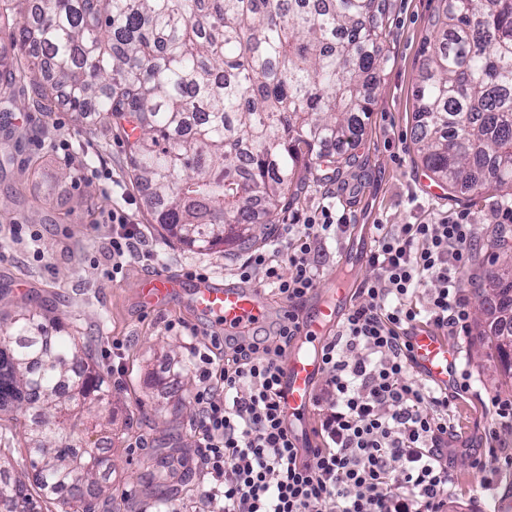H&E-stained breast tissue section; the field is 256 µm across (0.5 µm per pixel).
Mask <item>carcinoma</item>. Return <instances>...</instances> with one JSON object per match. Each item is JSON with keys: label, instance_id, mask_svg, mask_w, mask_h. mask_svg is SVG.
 <instances>
[{"label": "carcinoma", "instance_id": "1", "mask_svg": "<svg viewBox=\"0 0 512 512\" xmlns=\"http://www.w3.org/2000/svg\"><path fill=\"white\" fill-rule=\"evenodd\" d=\"M385 0H0V114L34 82L33 107L63 94L129 126L136 180L156 223L200 250L246 247L308 160L351 163L345 145L382 71ZM415 86L418 145L451 189L494 184L512 196V0H443ZM336 147L330 153L327 148ZM479 331L512 378V255L484 273ZM108 389L72 336L36 312L0 334V414L31 411L25 437L40 490L93 512L107 460L76 451L71 430L105 426ZM33 503L0 468V502Z\"/></svg>", "mask_w": 512, "mask_h": 512}]
</instances>
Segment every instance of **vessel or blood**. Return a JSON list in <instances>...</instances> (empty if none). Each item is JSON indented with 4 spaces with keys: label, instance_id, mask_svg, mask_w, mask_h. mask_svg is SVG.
<instances>
[{
    "label": "vessel or blood",
    "instance_id": "obj_1",
    "mask_svg": "<svg viewBox=\"0 0 512 512\" xmlns=\"http://www.w3.org/2000/svg\"><path fill=\"white\" fill-rule=\"evenodd\" d=\"M181 285V280L161 273L144 286L140 297L148 307L157 308ZM351 300V289L337 283L335 288L323 290L322 301L313 313L300 318V336L307 347L286 357L280 386L281 406L289 426L305 425L312 413V393L322 368L313 347L324 340L329 330L337 328L338 308ZM192 302L228 334L241 335L262 327L269 312V297L262 289L221 287L207 279L195 281ZM410 342L415 366L423 377L440 388H452L457 348L446 337L425 327L418 328Z\"/></svg>",
    "mask_w": 512,
    "mask_h": 512
}]
</instances>
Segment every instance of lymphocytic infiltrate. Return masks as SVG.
Wrapping results in <instances>:
<instances>
[{
    "instance_id": "f902f5d3",
    "label": "lymphocytic infiltrate",
    "mask_w": 512,
    "mask_h": 512,
    "mask_svg": "<svg viewBox=\"0 0 512 512\" xmlns=\"http://www.w3.org/2000/svg\"><path fill=\"white\" fill-rule=\"evenodd\" d=\"M347 224L325 207L252 251L240 280L263 269L266 286L288 305L275 337L225 340L220 364L199 356L200 460L224 512H446L464 446L449 408L453 394L470 391L472 374L457 373L450 392L425 384L409 337L424 321L452 336L470 333L463 275L477 227L466 217L377 225L373 274L321 348L325 380L313 396L322 408L319 442L300 447L288 429L280 376L300 334L299 311L317 288L310 256ZM420 289L423 308L413 299ZM215 376L223 394L209 386Z\"/></svg>"
}]
</instances>
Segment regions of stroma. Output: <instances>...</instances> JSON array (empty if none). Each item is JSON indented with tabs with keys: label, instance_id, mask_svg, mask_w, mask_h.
I'll return each instance as SVG.
<instances>
[{
	"label": "stroma",
	"instance_id": "1",
	"mask_svg": "<svg viewBox=\"0 0 512 512\" xmlns=\"http://www.w3.org/2000/svg\"><path fill=\"white\" fill-rule=\"evenodd\" d=\"M439 8L440 0H390L386 63L352 148L356 160L338 173L301 166L272 236L327 204L359 225L431 224L464 213L478 227L473 264L489 267L497 235L491 210L502 201L500 191H449L414 146L415 82ZM14 97L15 134L0 142L11 155L0 166V324L28 310L42 314L50 330L75 337L104 377L111 425L82 435L86 447L98 448L110 463L96 512H224L222 500H208L210 480L198 461L201 384L195 367L212 338L224 332L193 310L187 291L150 309L139 288L162 271L238 284L236 269L248 250L199 251L161 233L130 170L127 137L117 128L105 133L104 115L83 122L57 103L47 113L32 111L28 84L17 87ZM34 159L40 162L35 175L29 169ZM117 207L129 214L143 255L128 260L116 276L106 217ZM366 254L364 233L327 239L316 258L319 288L331 287L335 276L356 284L369 278ZM460 346L459 361L472 370L474 382L451 410L471 446L455 459L451 509L492 512L497 499L512 498V465L500 464L487 476L473 461L491 448L512 451V429L486 432L490 400L512 398V380L477 334L461 339ZM0 457L11 462L14 474L35 482L23 429L8 418L0 420Z\"/></svg>",
	"mask_w": 512,
	"mask_h": 512
}]
</instances>
